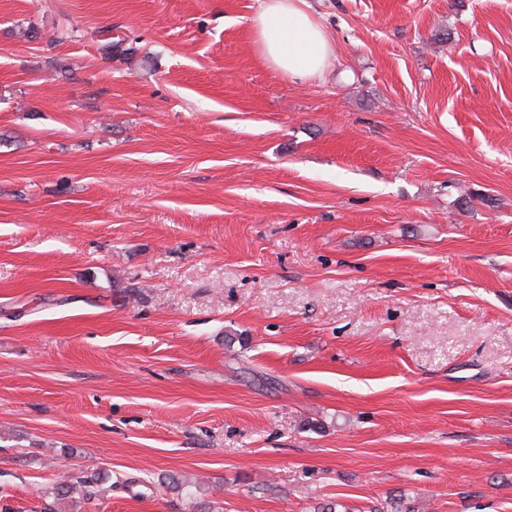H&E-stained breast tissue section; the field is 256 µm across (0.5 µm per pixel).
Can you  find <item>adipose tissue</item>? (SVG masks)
<instances>
[{
	"label": "adipose tissue",
	"mask_w": 512,
	"mask_h": 512,
	"mask_svg": "<svg viewBox=\"0 0 512 512\" xmlns=\"http://www.w3.org/2000/svg\"><path fill=\"white\" fill-rule=\"evenodd\" d=\"M251 27L264 63L296 82L322 76L333 54L307 0H258Z\"/></svg>",
	"instance_id": "ef3b65f1"
}]
</instances>
